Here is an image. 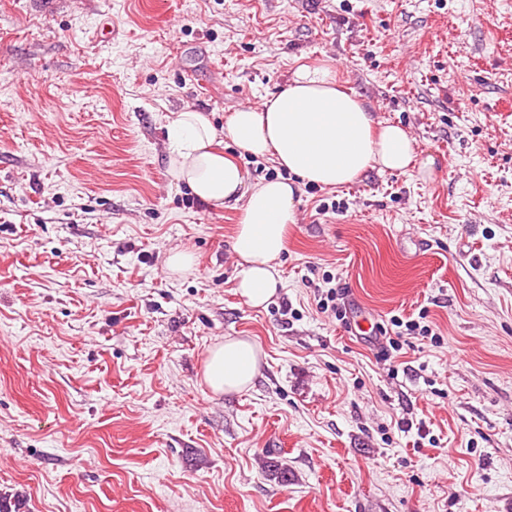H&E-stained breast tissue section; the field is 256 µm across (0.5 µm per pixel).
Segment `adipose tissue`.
Returning a JSON list of instances; mask_svg holds the SVG:
<instances>
[{"mask_svg": "<svg viewBox=\"0 0 512 512\" xmlns=\"http://www.w3.org/2000/svg\"><path fill=\"white\" fill-rule=\"evenodd\" d=\"M223 131L246 153L271 157L305 184L322 188L352 183L371 169L404 172L415 159L408 131L378 121L327 67H298L282 91L261 106L232 112L221 131L204 113H177L167 126L173 174L203 203L240 205L235 289L254 308L278 291L277 260L295 221L297 188L280 178L247 183L242 168L214 148ZM259 355L250 340L225 339L210 349L203 380L217 395L243 391L256 376Z\"/></svg>", "mask_w": 512, "mask_h": 512, "instance_id": "adipose-tissue-1", "label": "adipose tissue"}]
</instances>
